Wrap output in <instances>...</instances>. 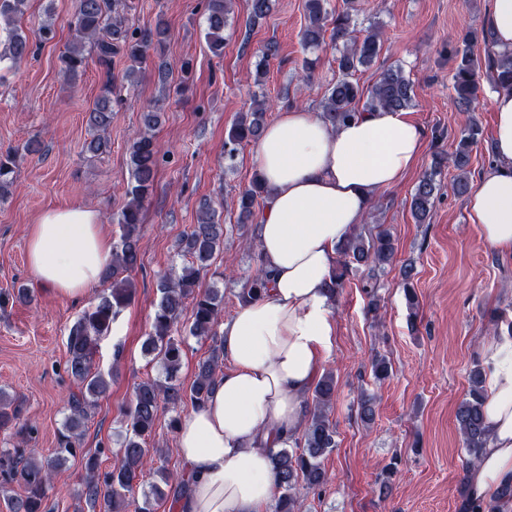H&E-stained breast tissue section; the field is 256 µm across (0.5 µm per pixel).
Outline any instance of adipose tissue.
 <instances>
[{
  "label": "adipose tissue",
  "mask_w": 512,
  "mask_h": 512,
  "mask_svg": "<svg viewBox=\"0 0 512 512\" xmlns=\"http://www.w3.org/2000/svg\"><path fill=\"white\" fill-rule=\"evenodd\" d=\"M496 113L492 169L466 204L485 244L512 252V91L489 92ZM424 148L408 113H362L333 129L308 108L279 112L254 148L270 189L257 226L259 264L271 279L262 299L242 303L221 333L233 367L177 435L191 490L178 512H263L274 469L270 451L301 433L321 352L334 332L328 285L337 247L363 224L375 194L398 185ZM112 252L97 213L49 209L31 228L28 263L58 296L81 299ZM479 463L468 472L472 500L512 482V343L488 348Z\"/></svg>",
  "instance_id": "1"
}]
</instances>
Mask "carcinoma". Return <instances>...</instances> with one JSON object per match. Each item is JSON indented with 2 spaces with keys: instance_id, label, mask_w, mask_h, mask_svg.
<instances>
[{
  "instance_id": "obj_1",
  "label": "carcinoma",
  "mask_w": 512,
  "mask_h": 512,
  "mask_svg": "<svg viewBox=\"0 0 512 512\" xmlns=\"http://www.w3.org/2000/svg\"><path fill=\"white\" fill-rule=\"evenodd\" d=\"M29 0H0V28L8 38L0 46V69H12L25 59L33 48V39L52 34L54 0H48L46 19L39 27L26 32L16 22L27 10ZM328 0H305L306 24L300 40L304 49L315 51L327 43L339 47L336 79L327 85L321 100V117L336 128L361 112L379 109L406 110L412 106L414 84L402 67L395 65L383 71L368 93L355 79L356 73L370 65L381 50L378 30L369 28L362 36L354 35L352 0H344L340 11L330 10ZM121 0H77L70 22L72 41L60 57V73L71 83L84 72L89 55L103 72L105 80L101 91L88 112V124L96 135L86 144V151L94 155L109 148V129L114 106L121 98L117 94L116 78L112 73L113 59L122 56L128 62L121 80L135 84L144 76L148 62L161 54L169 39V27L160 18L155 26L131 29L121 11ZM231 9V0H207L206 37L213 55L224 54V27ZM493 34L483 28L469 29L457 39L456 56L459 62L453 75L454 103L461 112L471 111L480 92L479 72L485 69L493 85L512 90V56L486 54L484 62L474 57L473 46L478 41L488 45ZM268 100L252 94L249 109L239 113L224 139V160H235L242 144L257 141L266 128ZM162 123V112L150 107L139 115L140 133L129 149L130 180L126 195L128 201L121 210L117 223L122 234L120 242L112 246V261L106 265L102 281L108 284L97 303L84 310L67 336L68 360L66 372L77 385V391L68 399V414L58 446L49 457L40 459L35 449L21 445L0 449V490H20L13 501L14 512H45L44 501L54 473L69 459L76 456L84 460V473L80 478L77 497L98 512H118L133 508V512H155L161 501L171 500L175 508L186 492L189 481L182 474L162 473V484L154 483L150 489L138 493L143 470L151 449L146 437L155 427L159 410L164 406L174 409L189 406L198 409L205 404L212 391L224 361L222 345L214 344L210 355L198 363L192 382L185 386L173 381L179 371L182 341L173 336L184 311H189L188 331L192 336L215 337V326L224 313V292L216 285L204 288L200 280L210 272L216 281H224V272L212 268L215 255L224 250V225L219 222L217 210L208 202L202 205L197 223L179 240L178 253L183 257L178 266L171 267L160 276L157 285L160 294L150 330L143 343L144 352L166 373V381L147 380L133 389L125 435L122 436L116 462L107 471H101L100 448L89 453L79 447L88 408L95 399L109 389L112 374L97 370L93 355L98 341L106 335L116 315L131 303L135 288L130 274L140 265V241L143 209L151 195L158 176L159 163L154 132ZM482 136V129L474 118H468L460 132L455 150L450 154L453 166L460 171L454 179V191L463 196L469 183L463 171L470 161L472 146ZM442 155H436L434 169L424 175L411 194L410 211L419 224L430 218L436 192V177L440 174ZM15 156L0 152V199L5 198L14 183ZM269 198V190L259 174H254L248 187L237 196L239 227L244 229L245 245L253 246L258 223L259 201ZM340 260L332 277L331 297L344 288L345 276L354 264L383 268L393 262L395 243L392 233L378 224L374 230L356 228L338 247ZM400 283L410 309L418 305L413 285L414 268H400ZM269 279L262 268L244 278L237 297L240 302L266 296ZM486 375L480 365L469 374V390L456 410V422L467 456L466 466L475 465L488 443L484 422L483 400ZM336 380L326 372L316 381L312 390V405L307 407L305 423L300 435L288 442V447L274 452V512H300V489L317 490L328 481L322 465L323 458L336 448V426L329 418L335 400ZM20 410L0 391V429L19 420ZM459 512H506L512 507V484L502 485L496 496L480 504L471 502L467 484L460 485Z\"/></svg>"
}]
</instances>
